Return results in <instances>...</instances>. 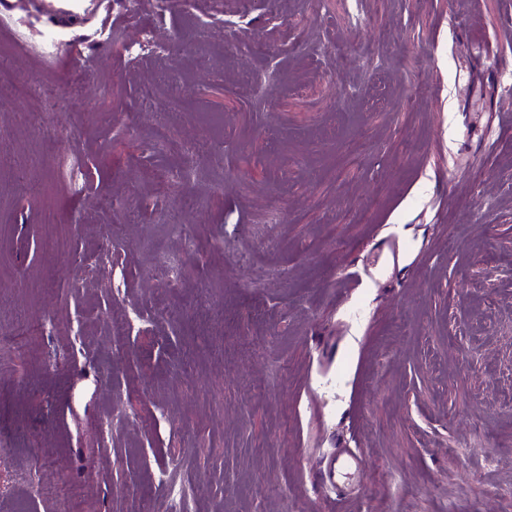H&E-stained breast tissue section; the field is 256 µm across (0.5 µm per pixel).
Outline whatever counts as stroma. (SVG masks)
<instances>
[{
	"label": "stroma",
	"mask_w": 512,
	"mask_h": 512,
	"mask_svg": "<svg viewBox=\"0 0 512 512\" xmlns=\"http://www.w3.org/2000/svg\"><path fill=\"white\" fill-rule=\"evenodd\" d=\"M88 5L0 0V512H512V0Z\"/></svg>",
	"instance_id": "35a3bbf8"
}]
</instances>
